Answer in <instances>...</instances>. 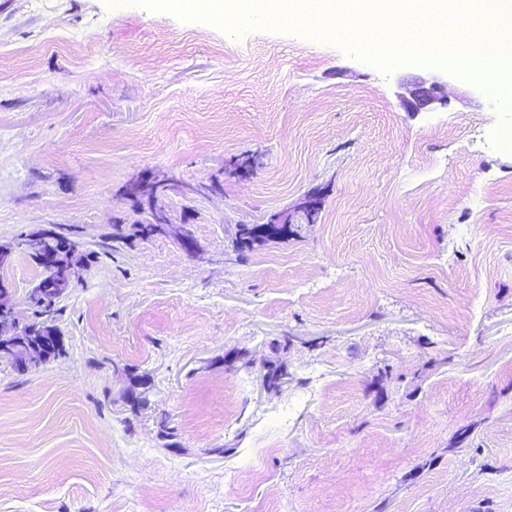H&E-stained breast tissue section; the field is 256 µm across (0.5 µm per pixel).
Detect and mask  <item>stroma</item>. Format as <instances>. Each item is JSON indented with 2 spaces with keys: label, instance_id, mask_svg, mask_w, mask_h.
Listing matches in <instances>:
<instances>
[{
  "label": "stroma",
  "instance_id": "1",
  "mask_svg": "<svg viewBox=\"0 0 512 512\" xmlns=\"http://www.w3.org/2000/svg\"><path fill=\"white\" fill-rule=\"evenodd\" d=\"M504 121L294 31L0 0V278L38 284L24 231L86 256L63 355L0 362V512H512V135L475 139ZM149 172L177 187L143 237ZM402 89L405 92L399 98L404 108L408 112H421L437 100L439 83L434 81L427 86L426 80H420ZM288 216L275 214L270 224H240L235 232V242L238 252L252 249L256 245L265 244L267 241L284 239L288 237V225L278 226L275 224H289Z\"/></svg>",
  "mask_w": 512,
  "mask_h": 512
}]
</instances>
